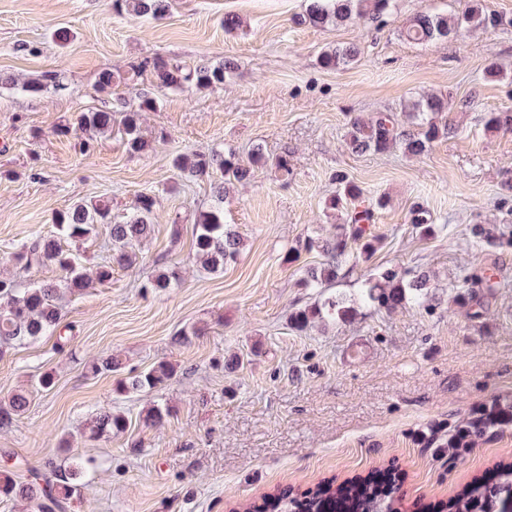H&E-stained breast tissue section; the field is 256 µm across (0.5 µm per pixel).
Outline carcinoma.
Segmentation results:
<instances>
[{
  "instance_id": "carcinoma-1",
  "label": "carcinoma",
  "mask_w": 512,
  "mask_h": 512,
  "mask_svg": "<svg viewBox=\"0 0 512 512\" xmlns=\"http://www.w3.org/2000/svg\"><path fill=\"white\" fill-rule=\"evenodd\" d=\"M393 0H308L304 21L315 27L339 25L355 20L374 21L391 11ZM113 9L121 14L161 19L169 11V0H113ZM497 27L512 25V19L488 14L482 0H467L465 11L460 15L432 14L423 12L410 21L401 31L411 42L428 43L447 38L469 24ZM359 50L354 45L334 46L319 55L320 66L328 71L341 70L356 61ZM234 69V62L224 61L211 65L199 61L188 65L179 61L156 57L144 61L129 74L120 70L102 71L96 82L99 92L114 87L127 86L131 76L150 71L153 82L160 88L172 91L189 89L207 90L224 84L225 73ZM64 88V77L59 72L45 73L23 81L21 88L38 95L48 88ZM137 107L130 106L120 97L117 104L106 100L95 110L82 112L76 119L85 132L82 142L84 152H90L98 139L112 135L114 114L120 113L127 149L131 153H143L150 142L141 130L142 114L156 109L157 101L148 91L136 93ZM448 109L447 99L431 95L402 105L403 119L388 113H379L367 119H356L348 130V144L355 153L383 152L400 147L403 152L419 156L440 137L448 127L439 125L433 116ZM487 128L512 130V111H493L486 114ZM266 161L262 149L256 147L243 158L235 151L211 150L209 152L180 153L173 159V166L189 178L217 176L213 183L215 203L195 214L196 256L208 272L224 269V264L236 259L243 240L239 233L224 223V197L235 184L250 179L254 167ZM337 190L328 201L327 208L333 216H342V222L332 225V232L325 237H309L296 247L288 249L284 262L298 261L300 253L316 251L323 260L304 268L302 286L312 288L319 300L312 306L294 310L290 317L292 328L305 331L314 320L323 325L338 321L349 322L360 315V309L395 312L407 305L423 306L431 288L430 276L411 269L387 268L380 273L369 274L363 280L359 295L349 298L344 294L325 293L336 281L349 276L360 263L366 262L377 251L380 237L368 233L366 224L371 217L367 210H360L362 188L344 174L335 176ZM155 199L144 194L136 199L133 211L121 221L112 220V208L102 199L79 200L64 206L52 217L58 235H37L14 253L12 261L27 271L33 267L53 266L63 274L60 283L27 287L20 278L0 273V347L35 341L43 336L56 337L57 343H67L70 336L60 326L59 301L62 295L81 294L93 284L104 285L111 281L114 267L131 268L138 263V247L151 236ZM412 224L421 236L435 234V225L425 209L413 213ZM107 231L109 260L99 266L94 276L85 273L73 253L63 248L59 236L73 242L96 236L100 228ZM471 234L486 247L512 245V233L504 230L496 233L475 224ZM178 280L174 268L157 271L149 281V287L164 290ZM494 287L491 278L465 271L457 284V304L467 308L473 302L472 289ZM86 372L95 376L101 373H118L123 369L121 360L109 355L85 366ZM175 366L160 361L148 370L116 380V391L123 393L150 392L164 387L176 375ZM28 407V397L20 392L9 400L4 418L21 416ZM169 406L154 404L146 411L144 422L149 426L164 424L171 416ZM512 425V399L496 398L490 404L474 410L466 421L456 425L447 434L431 435L428 444L458 451L471 448L488 434ZM128 419L120 412L103 408L91 420V436H119L126 433ZM90 460L75 457L63 468H53L50 475L32 471L23 478L11 468H0V497L21 500L29 512H59L63 503L72 499L80 489L88 471ZM496 479L489 484L475 479L466 484L445 502L426 507V512H503L512 500V462L496 466ZM339 506L341 512H407L403 496L393 483L379 482L376 474L358 477L342 483L328 480L302 493L284 488L273 495L242 506V512H330Z\"/></svg>"
}]
</instances>
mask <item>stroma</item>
Instances as JSON below:
<instances>
[{
  "instance_id": "35a3bbf8",
  "label": "stroma",
  "mask_w": 512,
  "mask_h": 512,
  "mask_svg": "<svg viewBox=\"0 0 512 512\" xmlns=\"http://www.w3.org/2000/svg\"><path fill=\"white\" fill-rule=\"evenodd\" d=\"M464 0H395L390 14L314 27L306 0H171L159 21L117 15L112 0H0V73L17 78L59 71L62 90L32 97L0 84V257L53 229V213L76 199H104L113 216L137 197L155 196L154 232L135 268H114L112 281L65 297L61 321L72 339L14 345L0 355V401L25 392L27 412L0 419V460L20 474L91 460L85 486L65 512H233L237 504L282 488L303 492L393 469L406 501L447 500L500 462L512 461V428L450 455L430 448L433 431L468 418L472 408L512 395V247L481 249L470 227L512 225V131L487 129L484 115L512 109V27L464 28L429 44L402 38L423 11L455 14ZM241 20L232 33L224 16ZM67 29L58 44L51 34ZM361 55L339 71L319 65L335 45ZM163 57L235 68L209 90H156V111L143 133L150 151L133 155L120 134L83 153L78 112L100 106L95 89L106 69L127 70ZM504 70L485 74L489 62ZM448 99L437 117L448 136L424 154L401 149L352 152V119L399 112L427 94ZM68 134H57L60 125ZM287 156L292 173L256 167L224 202V221L244 248L209 273L195 257L194 216L212 203L211 181L188 180L172 166L181 152L214 149ZM363 190L371 229L382 243L363 269L429 272L428 308L366 313L329 328L298 333L294 309L317 296L302 287L305 265L283 257L296 241L332 224L326 211L336 172ZM429 211L434 237L419 238L412 213ZM178 266L164 292L147 288L155 270ZM484 269L495 292L476 289L487 309L468 315L454 300L463 269ZM186 343H178L181 333ZM357 359L346 357L354 344ZM116 354L133 376L168 360L176 376L155 394L115 392L110 373L85 374V361ZM242 366L226 374L224 362ZM51 373L42 391L37 379ZM172 408L162 426L143 421L152 400ZM125 412L124 435L91 438L99 407Z\"/></svg>"
}]
</instances>
